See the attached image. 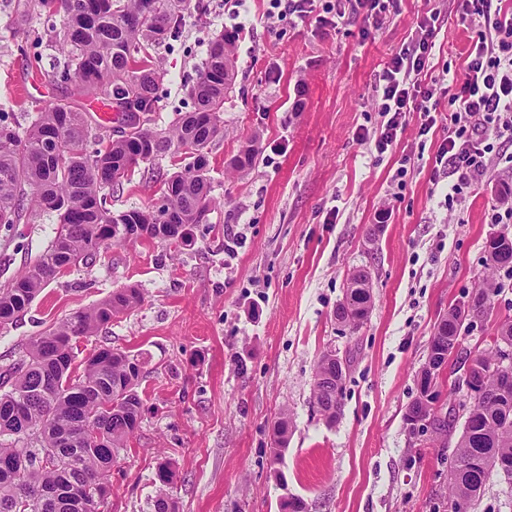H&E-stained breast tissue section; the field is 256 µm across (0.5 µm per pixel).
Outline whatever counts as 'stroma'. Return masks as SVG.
I'll return each mask as SVG.
<instances>
[{"mask_svg": "<svg viewBox=\"0 0 512 512\" xmlns=\"http://www.w3.org/2000/svg\"><path fill=\"white\" fill-rule=\"evenodd\" d=\"M269 11V0H246L236 15L222 0H190L176 37L154 51L160 103L150 125L160 130L190 109L187 91L210 41L237 34L224 135L207 155L215 204L194 245L127 240L71 268L21 319L0 326V365L67 314L134 287L143 302L81 345L148 358L141 424L112 468V512H154L162 492L177 512H278L289 495L308 512H445V451L428 441L411 446L404 414L433 325L449 306L486 278L498 283L491 317L466 336L471 350L488 349L497 322L512 319V270H489L485 252L500 230L490 221L503 206L500 191L512 188V143L499 144L487 177L447 207L436 155L456 109L450 95L437 93L427 134L410 113L385 153L358 133L375 131V76L418 16L434 11L442 21L432 78L462 74L476 30L449 0H395L389 22L366 39L357 19L324 33ZM59 23L35 0H0V113L16 126L63 93L55 74L69 59L52 41ZM254 136L255 164L233 172L231 159ZM180 167L170 157L135 167L113 193V210L159 204ZM56 224L45 214L0 225V284L43 251ZM363 268L373 307L352 331L337 322L336 307ZM329 349L351 359L332 425L311 402L317 359ZM284 410L292 432L276 461L273 424ZM164 459L176 470L166 487L156 479Z\"/></svg>", "mask_w": 512, "mask_h": 512, "instance_id": "obj_1", "label": "stroma"}]
</instances>
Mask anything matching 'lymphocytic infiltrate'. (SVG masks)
Here are the masks:
<instances>
[{
    "label": "lymphocytic infiltrate",
    "instance_id": "obj_1",
    "mask_svg": "<svg viewBox=\"0 0 512 512\" xmlns=\"http://www.w3.org/2000/svg\"><path fill=\"white\" fill-rule=\"evenodd\" d=\"M315 0H271L272 8L294 25L317 24L323 30L337 28L346 14L361 16L365 28L381 29L387 16V0H330L322 14H314ZM455 11L470 21L477 38L467 51L462 77L452 80L453 101L448 135L439 146L436 161L448 170L446 201H453L463 187L481 180L488 172L491 144L478 138L481 130H493L512 141V11L495 8L493 0H453ZM442 28L438 15L424 13L410 41L385 64L378 78L382 123L374 138L377 153H385L404 127L408 113H419L422 131L435 123L436 87L423 81L435 39Z\"/></svg>",
    "mask_w": 512,
    "mask_h": 512
}]
</instances>
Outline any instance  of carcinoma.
Returning a JSON list of instances; mask_svg holds the SVG:
<instances>
[{"instance_id":"carcinoma-1","label":"carcinoma","mask_w":512,"mask_h":512,"mask_svg":"<svg viewBox=\"0 0 512 512\" xmlns=\"http://www.w3.org/2000/svg\"><path fill=\"white\" fill-rule=\"evenodd\" d=\"M63 13L58 47L74 70L71 80L100 97L116 113L117 137L103 143L91 137L87 113L68 96L51 101L24 131L0 118V224L20 223L28 213L53 214L58 224L41 254L10 282L0 285V325L22 316L57 268L97 256L121 242L112 226L122 225L134 240L189 246L193 229L207 222L213 204L207 150L224 135L220 112L235 82L236 34L210 43L206 61L189 90L193 110L180 114L167 130L149 127L159 109L160 70L147 43L160 44L180 28L189 0H42ZM168 153L185 160L165 182L161 204L118 214L107 208L108 193L122 186L137 165ZM254 142L231 160L237 171L252 167ZM345 298L358 328L373 305L371 282L350 279ZM142 301L136 288H121L96 304L66 315L30 340L23 354L0 367V512H76L65 495L71 485L95 488L100 506L112 495V466L139 428L143 399L138 392L143 358L121 349L99 347L78 358L77 343ZM463 326L457 307L448 309L429 338L433 348ZM346 369L335 370L329 352L314 372L312 403L326 423H336L342 406ZM469 415L449 461L448 500L456 512H469L486 481L477 478L481 461L512 463V405L497 394L490 378L482 394L465 397L450 412ZM77 427L88 436L101 430L104 442L86 444L72 456L57 451V432ZM288 417L274 426L273 458L288 447Z\"/></svg>"}]
</instances>
